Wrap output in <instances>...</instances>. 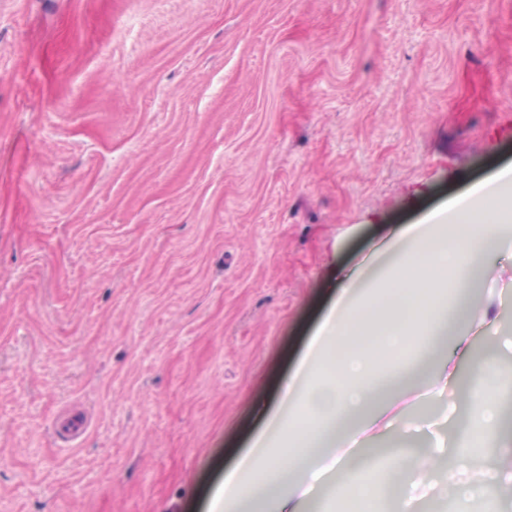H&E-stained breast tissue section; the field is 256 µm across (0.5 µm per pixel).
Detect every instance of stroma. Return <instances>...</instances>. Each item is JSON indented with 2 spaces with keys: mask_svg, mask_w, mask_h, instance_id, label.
<instances>
[{
  "mask_svg": "<svg viewBox=\"0 0 512 512\" xmlns=\"http://www.w3.org/2000/svg\"><path fill=\"white\" fill-rule=\"evenodd\" d=\"M507 165L512 0H0V512H208L340 280ZM461 382L357 467L444 462Z\"/></svg>",
  "mask_w": 512,
  "mask_h": 512,
  "instance_id": "35a3bbf8",
  "label": "stroma"
}]
</instances>
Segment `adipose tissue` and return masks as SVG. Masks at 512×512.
<instances>
[{"instance_id":"obj_1","label":"adipose tissue","mask_w":512,"mask_h":512,"mask_svg":"<svg viewBox=\"0 0 512 512\" xmlns=\"http://www.w3.org/2000/svg\"><path fill=\"white\" fill-rule=\"evenodd\" d=\"M512 251V167L412 224L384 254L389 267L375 280L350 274L321 326L301 371L289 382L254 451L224 478L217 512H301L320 488L332 489L341 512H378L381 486L428 478L431 457L402 459L389 472L352 473L354 453L402 422L401 402L417 393L405 379L378 380L379 364L401 360L422 339L463 324L447 353L435 361L427 393L455 389L462 366L475 379L469 395L474 422L468 445L448 454L455 512H471L486 486L512 497V430L498 410L512 403V371L472 354V340L489 324L477 284L498 274V256Z\"/></svg>"}]
</instances>
